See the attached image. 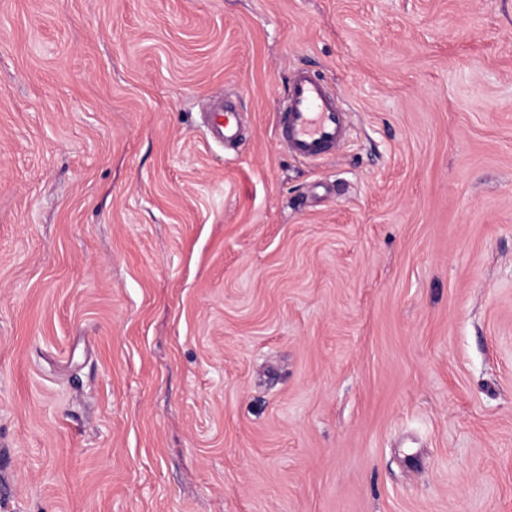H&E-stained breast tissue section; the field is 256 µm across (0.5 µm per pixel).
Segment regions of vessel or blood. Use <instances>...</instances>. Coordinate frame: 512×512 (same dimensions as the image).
I'll use <instances>...</instances> for the list:
<instances>
[{
	"label": "vessel or blood",
	"instance_id": "obj_1",
	"mask_svg": "<svg viewBox=\"0 0 512 512\" xmlns=\"http://www.w3.org/2000/svg\"><path fill=\"white\" fill-rule=\"evenodd\" d=\"M278 138L293 156L316 162L330 156L346 139L348 117L336 93L318 76L294 70L277 104ZM207 123L217 140L230 144L240 136L235 107L209 113Z\"/></svg>",
	"mask_w": 512,
	"mask_h": 512
}]
</instances>
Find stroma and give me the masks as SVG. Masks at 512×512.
<instances>
[{"label": "stroma", "mask_w": 512, "mask_h": 512, "mask_svg": "<svg viewBox=\"0 0 512 512\" xmlns=\"http://www.w3.org/2000/svg\"><path fill=\"white\" fill-rule=\"evenodd\" d=\"M0 512H512V0H0ZM276 112L277 136L297 158L323 160L347 137V112L336 92L306 69L291 73ZM207 123L211 127L215 138L224 141V144H231L239 139L240 130L237 113L235 107L231 104H226L224 111L217 110L209 113Z\"/></svg>", "instance_id": "35a3bbf8"}]
</instances>
